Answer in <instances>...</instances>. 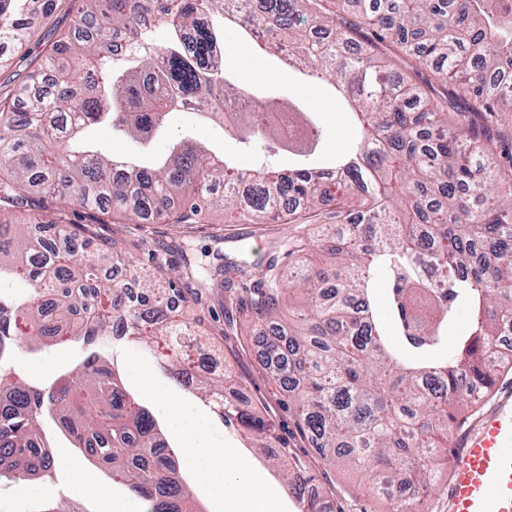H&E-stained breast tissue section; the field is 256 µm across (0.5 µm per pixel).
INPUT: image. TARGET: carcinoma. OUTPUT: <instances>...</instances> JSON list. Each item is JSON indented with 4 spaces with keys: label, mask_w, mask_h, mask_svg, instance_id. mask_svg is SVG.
Returning a JSON list of instances; mask_svg holds the SVG:
<instances>
[{
    "label": "carcinoma",
    "mask_w": 512,
    "mask_h": 512,
    "mask_svg": "<svg viewBox=\"0 0 512 512\" xmlns=\"http://www.w3.org/2000/svg\"><path fill=\"white\" fill-rule=\"evenodd\" d=\"M56 0H0V51L22 48L32 20H48ZM345 0H81L79 22L35 63L28 81L0 96V212L24 209V223L0 222V279L25 294L0 291V472L25 481L55 471L46 420L64 428L85 459L147 503L146 512H197L178 475L163 429L121 382L117 363L95 350L131 336L146 347L198 339L204 323L168 320V303L202 306L208 281L232 284L263 326L282 364L284 405L325 461L369 473L391 512H413L420 490L448 468V430L461 410L490 392L511 362L499 347L512 327V173H496L489 147L498 114L512 112V10L490 0H362L344 23ZM250 47L271 28L288 37L275 53L306 86L327 87L353 116L351 145L326 165L284 173L241 168L206 146L175 139L149 164L115 157L89 137L101 125L143 150L169 112L188 100L224 123L222 103L249 96L213 59L228 26ZM123 38L131 53L114 58ZM408 59L430 71L418 84L399 73ZM449 84L444 94L434 82ZM258 146L278 133L257 112L229 125ZM336 197L334 218L318 240L287 243L257 273L217 263L208 278L190 262L167 276L134 264L104 238L87 254L95 224H199L220 208L252 224L282 210L309 224ZM84 213L77 224L46 218L47 200ZM308 252L305 267L289 262ZM386 275L392 319L388 340L377 302ZM304 294L302 328L279 324L284 291ZM471 312L453 350L448 326ZM37 348L69 341L89 349L76 375L51 383L12 382L21 334ZM169 377L186 385L176 356ZM189 388L227 427L274 448L303 512H331L322 492L306 494L308 468L281 443L267 419L229 397L235 384L201 374Z\"/></svg>",
    "instance_id": "carcinoma-1"
}]
</instances>
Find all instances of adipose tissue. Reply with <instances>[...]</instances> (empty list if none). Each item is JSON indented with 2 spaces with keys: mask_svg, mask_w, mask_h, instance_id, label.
<instances>
[{
  "mask_svg": "<svg viewBox=\"0 0 512 512\" xmlns=\"http://www.w3.org/2000/svg\"><path fill=\"white\" fill-rule=\"evenodd\" d=\"M194 455L204 473L202 485L209 495L223 501L225 512H269L273 494L260 490L251 477L247 457L225 461L222 450L198 448Z\"/></svg>",
  "mask_w": 512,
  "mask_h": 512,
  "instance_id": "obj_1",
  "label": "adipose tissue"
}]
</instances>
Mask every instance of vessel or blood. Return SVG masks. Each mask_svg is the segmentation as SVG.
<instances>
[{"mask_svg":"<svg viewBox=\"0 0 512 512\" xmlns=\"http://www.w3.org/2000/svg\"><path fill=\"white\" fill-rule=\"evenodd\" d=\"M448 512H512V403L483 416L453 465Z\"/></svg>","mask_w":512,"mask_h":512,"instance_id":"b4317fda","label":"vessel or blood"}]
</instances>
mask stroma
<instances>
[{
  "instance_id": "obj_1",
  "label": "stroma",
  "mask_w": 512,
  "mask_h": 512,
  "mask_svg": "<svg viewBox=\"0 0 512 512\" xmlns=\"http://www.w3.org/2000/svg\"><path fill=\"white\" fill-rule=\"evenodd\" d=\"M77 9L76 0H58L51 20L37 25L25 47L12 53L7 61L0 62L1 94L20 83L29 71L30 61L67 33L76 20ZM235 49L234 39H227L224 66L242 87L249 89L256 98L272 94L280 97L284 106L300 107L301 121H318L324 130V151L333 152L345 147L343 113L327 110L325 98L317 90L302 86L296 75L284 69L279 60H262L259 70L255 71L248 61L240 59ZM182 135L241 167L248 168L253 163L252 144L225 133L221 126L194 112L169 113L164 129L154 142L155 150L165 151L171 140ZM301 233V228L284 220L249 224L225 218L223 211L216 210L203 224L185 227L144 224L134 229L132 237L145 240L152 249L154 258L149 262L150 267H161L172 275L182 267L181 245L187 239L193 243L191 258L197 264H212L216 252L220 251L227 258H245L260 265L277 251L280 242ZM207 306L209 311L203 315L210 332L207 350L217 359L216 375L232 376L240 387V398L258 407L274 422L279 436L306 460L316 485L334 491L336 504L342 512H388L389 502L384 495L374 492L367 475L324 462L297 427L282 404L284 394L268 368L264 354L266 344L262 340L264 330L254 322L249 308L239 304L232 291L218 286L209 289ZM83 358V351L75 344L47 349L23 346L14 356L12 370L18 378L49 382L79 365ZM119 359L126 389L162 423L184 477L194 483L199 480L190 454L195 444L223 449L228 458L244 453L252 460V477L257 485L275 489L278 493L273 512H301L300 502L290 493L281 474L264 453L256 448H246L234 429L224 427L209 408L162 376L155 358L148 356L141 346L126 345ZM54 439L55 476L20 482L1 476L0 512H38L47 503L69 508L70 512H100L101 503L96 493L100 486L111 488L113 500L123 503V512H144L139 498L113 484L111 475L87 462L62 433H55ZM82 482L87 484V491L72 493V485Z\"/></svg>"
}]
</instances>
